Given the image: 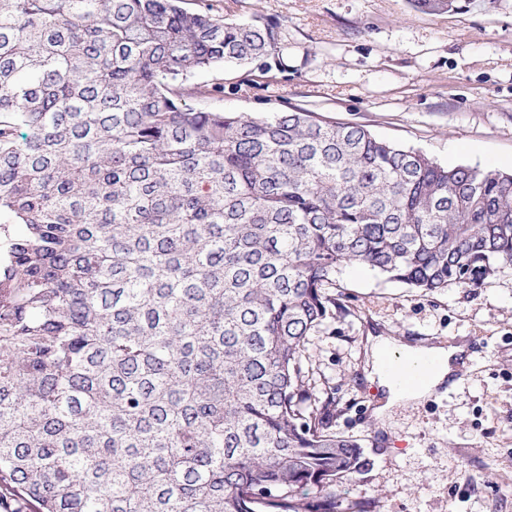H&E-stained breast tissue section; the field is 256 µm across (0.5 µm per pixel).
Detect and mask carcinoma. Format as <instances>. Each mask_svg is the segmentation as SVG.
Wrapping results in <instances>:
<instances>
[{"label": "carcinoma", "instance_id": "carcinoma-1", "mask_svg": "<svg viewBox=\"0 0 512 512\" xmlns=\"http://www.w3.org/2000/svg\"><path fill=\"white\" fill-rule=\"evenodd\" d=\"M283 51L180 0H0V512H369L309 337L346 266L439 293L511 265L512 174L187 103Z\"/></svg>", "mask_w": 512, "mask_h": 512}]
</instances>
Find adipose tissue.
Here are the masks:
<instances>
[{
  "mask_svg": "<svg viewBox=\"0 0 512 512\" xmlns=\"http://www.w3.org/2000/svg\"><path fill=\"white\" fill-rule=\"evenodd\" d=\"M397 349L400 350L404 357L412 360H428L434 365V368L423 385L406 391V393H398L396 389V381L389 371L384 367L381 355L384 351ZM457 348L423 347L417 348L412 346H401L396 341L384 337L376 336L371 340L372 369L374 376L377 377L381 386L388 391L389 401L395 402L399 398L406 397L409 399H420L431 393L435 388L443 384L446 378L453 372Z\"/></svg>",
  "mask_w": 512,
  "mask_h": 512,
  "instance_id": "1",
  "label": "adipose tissue"
}]
</instances>
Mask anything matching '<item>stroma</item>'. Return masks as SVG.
<instances>
[{
	"mask_svg": "<svg viewBox=\"0 0 512 512\" xmlns=\"http://www.w3.org/2000/svg\"><path fill=\"white\" fill-rule=\"evenodd\" d=\"M227 20L277 24L285 71H224L227 112L303 109L447 166L512 172V0L432 13L408 0H184ZM346 307L309 341L316 393L368 461L345 478L371 512H512V266L478 288L428 294L365 266L336 275ZM463 345L454 385L386 406L369 337ZM384 415H377L379 406Z\"/></svg>",
	"mask_w": 512,
	"mask_h": 512,
	"instance_id": "1",
	"label": "stroma"
}]
</instances>
